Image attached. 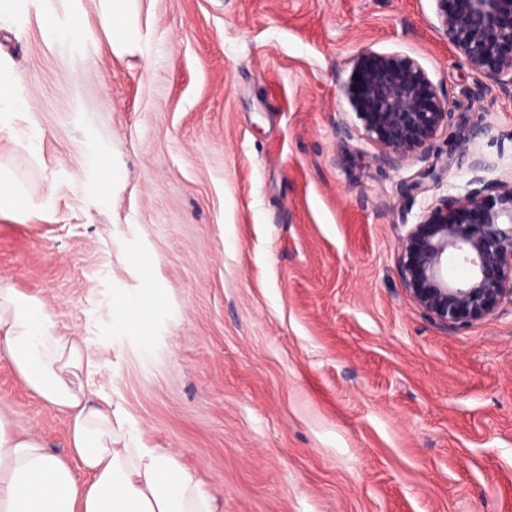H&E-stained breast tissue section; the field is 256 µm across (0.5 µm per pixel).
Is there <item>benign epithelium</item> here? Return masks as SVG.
I'll list each match as a JSON object with an SVG mask.
<instances>
[{"mask_svg":"<svg viewBox=\"0 0 512 512\" xmlns=\"http://www.w3.org/2000/svg\"><path fill=\"white\" fill-rule=\"evenodd\" d=\"M441 28L458 62L502 89L512 88V0H466L455 11L452 0H436ZM368 137L377 145L374 162L396 169L408 158L427 163L422 178L439 187L444 168L430 160L437 132L448 127V101L432 87L424 70L401 57L375 58L344 86ZM490 164L472 160L476 188L435 197L417 223L400 236L404 288L429 316L450 327H465L512 307V174L488 181ZM469 265L470 276L448 280V257Z\"/></svg>","mask_w":512,"mask_h":512,"instance_id":"obj_1","label":"benign epithelium"}]
</instances>
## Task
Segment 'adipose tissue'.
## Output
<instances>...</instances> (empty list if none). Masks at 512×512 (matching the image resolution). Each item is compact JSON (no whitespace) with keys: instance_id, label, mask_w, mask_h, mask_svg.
Here are the masks:
<instances>
[{"instance_id":"ef3b65f1","label":"adipose tissue","mask_w":512,"mask_h":512,"mask_svg":"<svg viewBox=\"0 0 512 512\" xmlns=\"http://www.w3.org/2000/svg\"><path fill=\"white\" fill-rule=\"evenodd\" d=\"M31 106L22 76L0 65V133ZM0 362L68 425L69 458L18 432L0 405V512H218L215 495L171 451L125 430L90 381L101 364L79 337L60 333L36 296L0 286Z\"/></svg>"}]
</instances>
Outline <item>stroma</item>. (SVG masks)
Instances as JSON below:
<instances>
[{"mask_svg": "<svg viewBox=\"0 0 512 512\" xmlns=\"http://www.w3.org/2000/svg\"><path fill=\"white\" fill-rule=\"evenodd\" d=\"M50 6L81 50L44 39L39 5L0 19L33 107L17 128L42 140L0 135V164L34 201L58 187L47 216L0 214V283L87 340L127 428L221 512H512V311L451 330L410 297L399 237L436 190L406 191L419 161L372 162L343 93L364 58H411L458 134L432 144L445 183L476 156L512 173V93L458 63L435 0H135L137 49L100 0ZM146 286L148 359L112 324ZM0 403L66 455L64 415L2 363Z\"/></svg>", "mask_w": 512, "mask_h": 512, "instance_id": "35a3bbf8", "label": "stroma"}]
</instances>
